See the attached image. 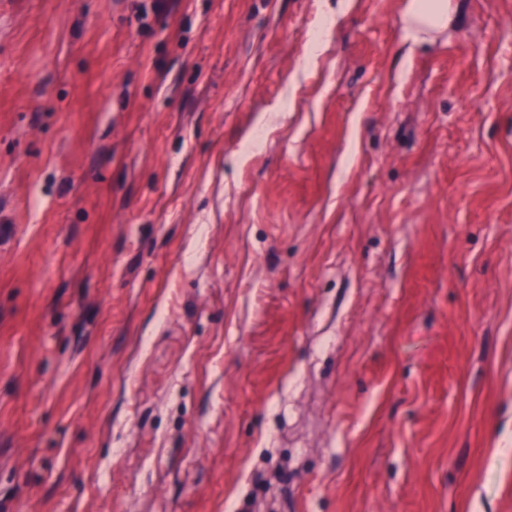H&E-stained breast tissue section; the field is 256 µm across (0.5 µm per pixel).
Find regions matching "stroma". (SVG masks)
Masks as SVG:
<instances>
[{"label": "stroma", "mask_w": 512, "mask_h": 512, "mask_svg": "<svg viewBox=\"0 0 512 512\" xmlns=\"http://www.w3.org/2000/svg\"><path fill=\"white\" fill-rule=\"evenodd\" d=\"M0 0V512H512V0ZM450 19L449 2L445 0H409L401 18L405 40L414 44L430 31L444 30Z\"/></svg>", "instance_id": "obj_1"}]
</instances>
